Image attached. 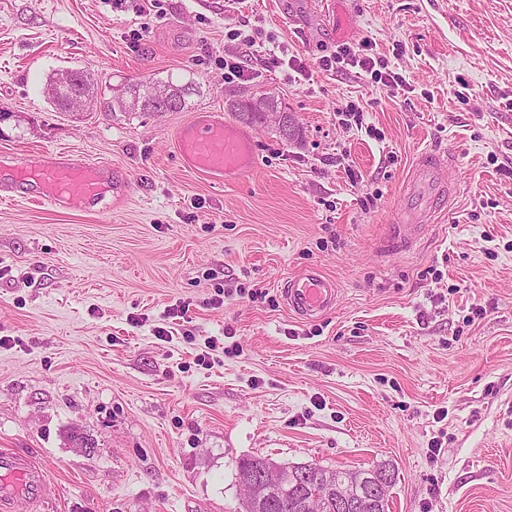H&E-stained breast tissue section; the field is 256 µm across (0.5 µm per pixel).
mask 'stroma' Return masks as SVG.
Returning <instances> with one entry per match:
<instances>
[{"label":"stroma","instance_id":"1","mask_svg":"<svg viewBox=\"0 0 512 512\" xmlns=\"http://www.w3.org/2000/svg\"><path fill=\"white\" fill-rule=\"evenodd\" d=\"M364 42L401 83L324 67ZM65 69L100 104L51 105ZM158 80L183 110L102 106ZM259 91L300 142L255 126L254 170L186 167L176 129ZM425 149L448 207L388 247ZM61 156L126 195L33 204L16 168ZM2 191L0 448L51 484L29 512H239L253 456L389 465L391 512H512V0H0ZM307 268L341 288L312 321L281 293Z\"/></svg>","mask_w":512,"mask_h":512}]
</instances>
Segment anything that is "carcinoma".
Here are the masks:
<instances>
[{
    "label": "carcinoma",
    "instance_id": "obj_1",
    "mask_svg": "<svg viewBox=\"0 0 512 512\" xmlns=\"http://www.w3.org/2000/svg\"><path fill=\"white\" fill-rule=\"evenodd\" d=\"M157 87L172 91V97L178 101L179 110L184 108L186 97L194 91L190 84L177 85L171 81L129 84L125 90L126 97L112 105V109L120 112L152 113L154 106L149 97L151 91ZM270 467L281 472V483L277 486H266L260 479V471ZM305 468V464H277L263 457L240 459L237 462V476L245 492V512H310L309 501L315 495L320 498L316 512H336V494L352 498L371 479L388 472L383 466L357 471L329 470L316 466L312 468V474L302 481L298 473Z\"/></svg>",
    "mask_w": 512,
    "mask_h": 512
}]
</instances>
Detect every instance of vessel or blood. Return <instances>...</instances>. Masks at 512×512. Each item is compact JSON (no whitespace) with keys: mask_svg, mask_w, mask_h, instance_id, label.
<instances>
[{"mask_svg":"<svg viewBox=\"0 0 512 512\" xmlns=\"http://www.w3.org/2000/svg\"><path fill=\"white\" fill-rule=\"evenodd\" d=\"M182 158L189 168L215 180L238 176L252 168V137L232 122L206 116L175 133ZM446 154L425 151L412 167L404 201L389 227V240L400 248L412 247L419 230L446 206L447 189L439 178L451 165ZM38 176L43 187L41 199L57 206L72 192L89 200H100L110 190L101 168L70 160L48 162L34 167L21 165L17 178ZM339 288L330 277L309 269L290 277L283 287L286 306L305 319L320 317L334 308ZM47 469L32 457L11 448H0V512H26L27 507L46 497Z\"/></svg>","mask_w":512,"mask_h":512,"instance_id":"1","label":"vessel or blood"}]
</instances>
